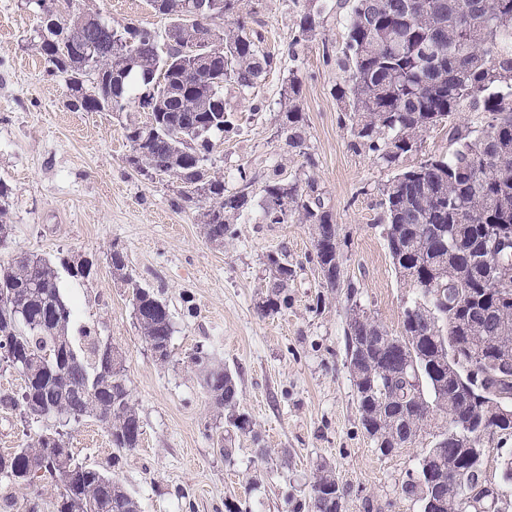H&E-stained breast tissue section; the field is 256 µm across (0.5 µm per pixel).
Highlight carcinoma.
Instances as JSON below:
<instances>
[{
    "label": "carcinoma",
    "mask_w": 512,
    "mask_h": 512,
    "mask_svg": "<svg viewBox=\"0 0 512 512\" xmlns=\"http://www.w3.org/2000/svg\"><path fill=\"white\" fill-rule=\"evenodd\" d=\"M169 19L165 35L141 23L113 26L97 14L73 13L71 0H29L40 15L38 48L47 75L65 78L69 106L83 112L139 111L153 80L152 112L121 122L130 146L129 165L145 179L173 181L178 205L202 209L206 238L218 245L233 235L232 217L258 207L261 224L297 218L314 228L318 267L342 266L338 229L317 184L273 178L254 192V178L238 169L241 184L226 188L213 168L224 135L237 129L224 89L247 94L265 82L277 58L239 19L226 29L218 21L234 14L239 0H208L197 21L185 0H149ZM347 0L346 42L336 65L343 72L336 99L354 144L388 167L418 151L425 131L471 107L485 113L476 136L450 131L446 157H427L399 170L382 190L380 233L398 277L415 297L394 334L352 308L344 328L345 350L361 425L373 448L389 456L412 437H433L418 459V478L403 494L426 512L432 491L437 512L478 511L465 502L474 476L470 453L512 436V280L495 271L512 268V254L486 251L499 237L512 238V0ZM329 0H305L288 55L316 36ZM301 80L292 72L281 96L278 137L302 148L305 123L299 106ZM12 187L0 179V247L12 239L6 222ZM115 274L131 293L141 338L156 359L171 356L173 324L165 299L127 272L123 251H110ZM271 286L258 303L267 316L288 304L295 274L288 255H267ZM330 292L354 284L340 277L322 284ZM73 312L58 287L56 265L20 253L0 264V350L24 382L20 397L0 403L20 407L31 419L60 426L94 416L112 447L131 451L143 430L132 402L124 362L89 329L70 333ZM210 399L224 410L234 432H251L236 412L235 377L211 353L191 354ZM454 459L463 482L431 487L419 481L448 472ZM50 477L63 486L54 512H141L140 503L112 475L74 461L62 431L47 429L30 442L0 454V480L31 482ZM344 488L323 464L312 486V512H340Z\"/></svg>",
    "instance_id": "carcinoma-1"
}]
</instances>
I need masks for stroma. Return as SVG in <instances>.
I'll list each match as a JSON object with an SVG mask.
<instances>
[{"label":"stroma","mask_w":512,"mask_h":512,"mask_svg":"<svg viewBox=\"0 0 512 512\" xmlns=\"http://www.w3.org/2000/svg\"><path fill=\"white\" fill-rule=\"evenodd\" d=\"M303 0H240L248 26L280 62L265 83L224 97L239 119L214 156L228 188L248 167L257 183L281 176L317 183L339 228L340 260L358 294L322 288L308 257V224H260L240 218L223 245L210 243L198 210L177 206L170 183H153L128 164L130 149L119 118L68 106L61 78H49L35 40L38 21L25 0H0V178L13 188L8 221L13 236L0 247V263L20 251L55 260L82 255L93 262L85 279L59 270L63 297L78 303L73 329L90 328L125 354V374L143 426L133 451H116L105 426L86 417L67 428L75 461L116 477L138 499L142 512H232L249 502L252 512H310L319 464L335 469L345 495L342 512H418L402 487L415 476L420 445L390 456L372 448L361 426L346 364L344 327L358 305L390 332H399L413 292L397 277L378 228L381 192L393 176L365 151L353 150L340 122L336 65L345 35L346 7L333 5L316 36L290 61L287 49ZM74 12H93L118 26L168 25L147 0H73ZM302 78L305 117L302 151L277 136L280 90L290 69ZM128 268L159 291L174 325L168 361H157L141 339L125 288L112 273L111 249ZM287 251L295 276L288 304L259 316L267 293L266 256ZM207 348L238 383V409L251 431L235 434L232 456L219 452L224 415L212 405L189 360ZM25 420L21 409L0 407V453H8L48 428ZM512 457V438L489 444L487 481L500 491L495 512H512V484L500 464ZM61 492L50 479L0 486L13 512L31 500L43 512Z\"/></svg>","instance_id":"obj_1"}]
</instances>
